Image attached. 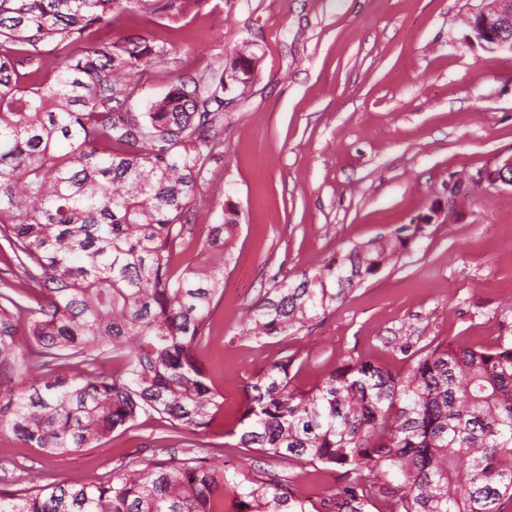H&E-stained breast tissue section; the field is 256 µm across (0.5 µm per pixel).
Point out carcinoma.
I'll return each instance as SVG.
<instances>
[{"mask_svg":"<svg viewBox=\"0 0 512 512\" xmlns=\"http://www.w3.org/2000/svg\"><path fill=\"white\" fill-rule=\"evenodd\" d=\"M181 11L179 0H0V249L37 294L0 290V434L73 455L141 418L205 430L223 402L199 365L238 224L233 210L191 238L198 193L224 143L229 72L177 79L140 112L126 73L166 55L147 42L69 47L114 11ZM53 75L28 85L20 69ZM418 228L340 253L257 299L254 337L286 338L398 257ZM403 375L350 360L307 391L291 358L247 386L236 448L247 471L205 456L131 459L106 482H54L0 494V512H503L512 502V336L493 348L426 344ZM121 368L113 371L110 364ZM281 462L343 469L316 504Z\"/></svg>","mask_w":512,"mask_h":512,"instance_id":"cac0c4a2","label":"carcinoma"}]
</instances>
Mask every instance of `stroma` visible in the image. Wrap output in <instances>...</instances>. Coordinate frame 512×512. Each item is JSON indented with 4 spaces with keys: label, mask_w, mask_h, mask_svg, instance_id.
<instances>
[{
    "label": "stroma",
    "mask_w": 512,
    "mask_h": 512,
    "mask_svg": "<svg viewBox=\"0 0 512 512\" xmlns=\"http://www.w3.org/2000/svg\"><path fill=\"white\" fill-rule=\"evenodd\" d=\"M483 0H182L176 16L109 14L93 41L166 43L129 76L136 107L177 78L257 46L253 83L226 105L224 148L210 159L195 224L239 230L200 347L224 406L211 428L167 432L141 420L76 455L0 436V493L50 482L107 481L144 446H181L242 464L231 447L245 389L282 355L314 386L360 358L407 370L408 344L492 347L512 330V186L488 170L512 156V53L471 38ZM434 214L422 238L326 315L289 335L250 333V309L274 282H299L332 256Z\"/></svg>",
    "instance_id": "35a3bbf8"
}]
</instances>
